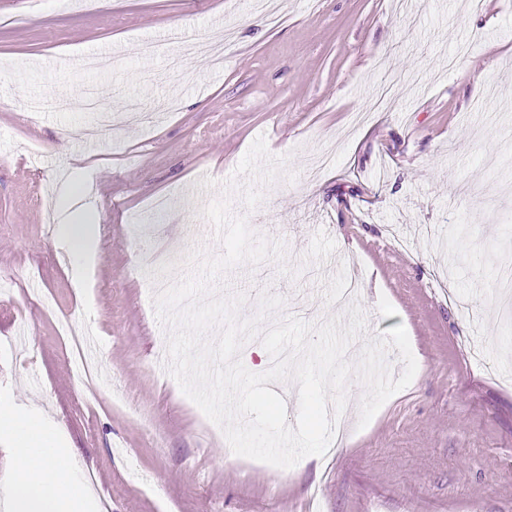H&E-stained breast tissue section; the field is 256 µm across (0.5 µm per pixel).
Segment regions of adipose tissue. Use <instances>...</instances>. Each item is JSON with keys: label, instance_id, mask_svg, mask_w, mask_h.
Instances as JSON below:
<instances>
[{"label": "adipose tissue", "instance_id": "ef3b65f1", "mask_svg": "<svg viewBox=\"0 0 512 512\" xmlns=\"http://www.w3.org/2000/svg\"><path fill=\"white\" fill-rule=\"evenodd\" d=\"M0 431L17 438L12 512H76L86 485L73 462L57 454L50 432L5 403H0Z\"/></svg>", "mask_w": 512, "mask_h": 512}]
</instances>
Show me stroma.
Returning <instances> with one entry per match:
<instances>
[{"instance_id":"1","label":"stroma","mask_w":512,"mask_h":512,"mask_svg":"<svg viewBox=\"0 0 512 512\" xmlns=\"http://www.w3.org/2000/svg\"><path fill=\"white\" fill-rule=\"evenodd\" d=\"M234 30L223 69L188 55L199 32ZM143 40L161 54L141 57ZM114 49L89 71L86 54ZM90 88L175 111L97 133L74 110L18 121L15 104ZM87 130L90 140L75 139ZM295 180L234 214L287 247L242 266L243 317L258 296L320 322L358 269L365 338L404 326L411 384L359 427L350 381L344 447L290 469L227 453L222 430L159 371L166 332L131 272L152 235L181 251L222 247L203 209L258 136ZM89 191L97 254L85 291L49 214L54 185ZM166 196L168 214L150 215ZM512 0H0V401L60 429L58 452L92 471L83 512H512ZM99 337L94 380L77 376L59 321ZM166 491L157 501L133 478Z\"/></svg>"}]
</instances>
